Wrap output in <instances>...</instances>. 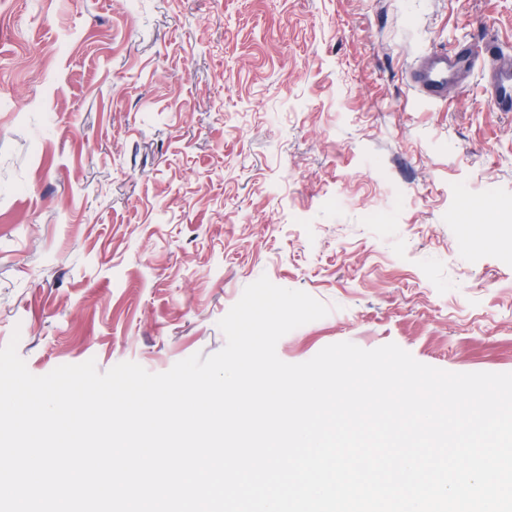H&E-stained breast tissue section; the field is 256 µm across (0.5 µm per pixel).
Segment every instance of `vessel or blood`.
I'll return each mask as SVG.
<instances>
[{
    "mask_svg": "<svg viewBox=\"0 0 512 512\" xmlns=\"http://www.w3.org/2000/svg\"><path fill=\"white\" fill-rule=\"evenodd\" d=\"M479 67L487 103L500 112H512V96L506 92L512 85V56L499 49L494 41L484 45L481 59H474L470 50L453 54L432 53L418 57L411 69L413 84L419 93L434 99H447L449 76L462 75Z\"/></svg>",
    "mask_w": 512,
    "mask_h": 512,
    "instance_id": "obj_1",
    "label": "vessel or blood"
}]
</instances>
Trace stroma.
<instances>
[{
  "label": "stroma",
  "mask_w": 512,
  "mask_h": 512,
  "mask_svg": "<svg viewBox=\"0 0 512 512\" xmlns=\"http://www.w3.org/2000/svg\"><path fill=\"white\" fill-rule=\"evenodd\" d=\"M491 37L512 0H0V347L163 373L265 276L330 309L284 362L512 372V112L410 76Z\"/></svg>",
  "instance_id": "stroma-1"
}]
</instances>
